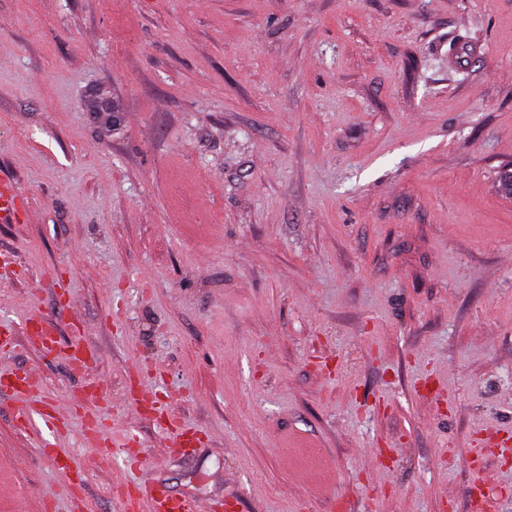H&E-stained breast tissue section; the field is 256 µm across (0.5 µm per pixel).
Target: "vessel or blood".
<instances>
[{"label": "vessel or blood", "instance_id": "vessel-or-blood-1", "mask_svg": "<svg viewBox=\"0 0 512 512\" xmlns=\"http://www.w3.org/2000/svg\"><path fill=\"white\" fill-rule=\"evenodd\" d=\"M22 200V192L11 180L0 178V219L15 216ZM29 330L27 341L44 354L60 353L57 329L41 317L30 316L26 321ZM10 386L15 401L17 426L26 432L36 433L44 455L54 464L63 478V488L69 503L68 512H91L85 493L84 480L74 473L58 451L71 415L81 418V438L85 444H100L105 432L111 428V420L105 418L101 408L106 400L101 383L91 382L80 394L71 396L66 403H58L46 394L45 381L35 369L7 368L0 371V386ZM132 404L150 410L166 436L169 448H189L197 440L195 429L185 426L159 405L148 387H140L131 395ZM115 492L122 512H218L223 500H203L170 490L153 482L121 480L115 484Z\"/></svg>", "mask_w": 512, "mask_h": 512}]
</instances>
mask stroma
I'll list each match as a JSON object with an SVG mask.
<instances>
[{
    "instance_id": "stroma-1",
    "label": "stroma",
    "mask_w": 512,
    "mask_h": 512,
    "mask_svg": "<svg viewBox=\"0 0 512 512\" xmlns=\"http://www.w3.org/2000/svg\"><path fill=\"white\" fill-rule=\"evenodd\" d=\"M116 100V125L91 110ZM512 0H0V223L26 279L0 323L99 353L112 470L65 448L95 512L112 478L240 512H471L489 476L512 512ZM207 439L171 454L129 371ZM47 394L82 380L27 346ZM0 393V512L60 476ZM145 468L126 473L125 432ZM22 200V191L12 180L0 178V220L15 216ZM29 330L27 341L30 345L39 348L46 355L56 356L59 351L60 339L57 329L39 316L27 318L26 325Z\"/></svg>"
}]
</instances>
